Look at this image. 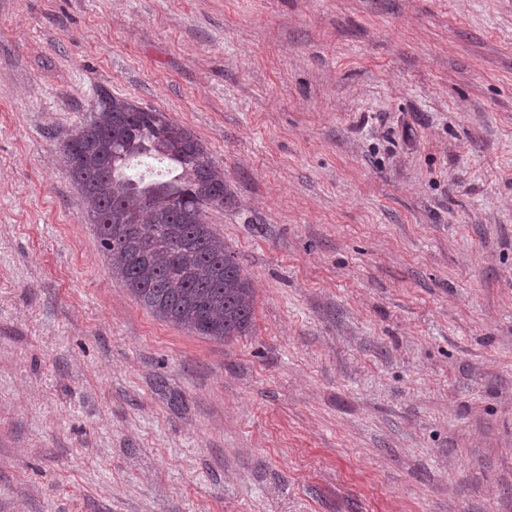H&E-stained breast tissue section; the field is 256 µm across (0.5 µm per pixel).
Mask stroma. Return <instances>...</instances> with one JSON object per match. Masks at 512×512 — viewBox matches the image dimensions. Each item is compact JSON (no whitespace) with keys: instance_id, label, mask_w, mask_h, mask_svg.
<instances>
[{"instance_id":"stroma-1","label":"stroma","mask_w":512,"mask_h":512,"mask_svg":"<svg viewBox=\"0 0 512 512\" xmlns=\"http://www.w3.org/2000/svg\"><path fill=\"white\" fill-rule=\"evenodd\" d=\"M101 89L223 168L251 335L112 277ZM0 512H512V0H0Z\"/></svg>"}]
</instances>
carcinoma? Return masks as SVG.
Returning <instances> with one entry per match:
<instances>
[{"mask_svg":"<svg viewBox=\"0 0 512 512\" xmlns=\"http://www.w3.org/2000/svg\"><path fill=\"white\" fill-rule=\"evenodd\" d=\"M62 157L112 274L141 306L226 344L251 333L252 280L207 220L224 207V172L194 131L102 89ZM134 160L162 173L133 174Z\"/></svg>","mask_w":512,"mask_h":512,"instance_id":"1","label":"carcinoma"}]
</instances>
